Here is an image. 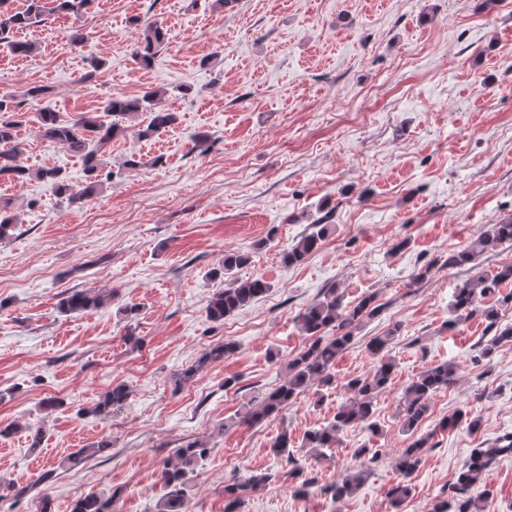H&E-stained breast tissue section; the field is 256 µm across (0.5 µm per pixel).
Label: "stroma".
<instances>
[{
	"instance_id": "35a3bbf8",
	"label": "stroma",
	"mask_w": 512,
	"mask_h": 512,
	"mask_svg": "<svg viewBox=\"0 0 512 512\" xmlns=\"http://www.w3.org/2000/svg\"><path fill=\"white\" fill-rule=\"evenodd\" d=\"M150 22L166 38L144 66L133 51ZM19 36L37 49L18 57L0 47V94L22 105L30 169H63L77 189L86 181L81 160L39 134L43 109L74 120L100 114L112 96L157 89L178 120L147 137L149 113L121 118L125 131L104 153L111 177L81 202L34 178L0 180V206L15 218L0 240V512H41L45 497L51 512H70L91 493L115 494V512H157L162 471L192 441L209 452L191 475L187 512H224L226 486L254 473L271 479L242 490L238 512H430L450 499L474 449L512 433V345L485 360L479 342L492 331L481 315L448 325L456 285L493 275L512 248L444 265L512 217V0H91ZM96 58L103 75L85 81ZM32 86L44 94L28 98ZM316 223L335 230L302 262L284 263ZM228 251L250 257L235 278L270 288L213 322L206 305L224 282L209 273ZM72 288L108 301L62 313ZM329 288L345 305L371 295L380 307L355 329L332 385L261 425L237 423L308 346L298 317ZM395 326L380 434L356 424L313 456L305 432L332 419L348 380L372 372L365 346ZM224 341L235 349L222 363L174 385ZM444 362L456 365L455 381L430 399L412 494L394 506L404 390ZM118 384L130 391L124 408L93 414ZM49 398L58 408H46ZM460 411L478 428L442 429ZM33 428L43 431L37 448ZM283 432L286 458L272 448ZM104 438L105 454L61 468ZM354 470L363 484L332 501L326 486ZM307 478L308 495H296ZM14 484L27 487L22 499ZM485 492L490 512H512V455L470 490Z\"/></svg>"
}]
</instances>
